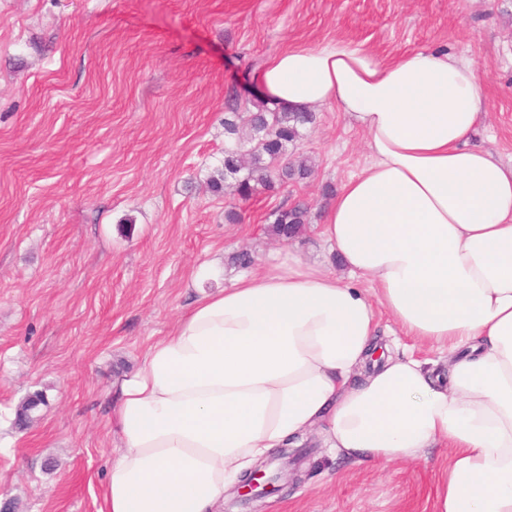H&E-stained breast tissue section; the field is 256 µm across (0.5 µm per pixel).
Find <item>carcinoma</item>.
Listing matches in <instances>:
<instances>
[{
    "label": "carcinoma",
    "instance_id": "carcinoma-1",
    "mask_svg": "<svg viewBox=\"0 0 512 512\" xmlns=\"http://www.w3.org/2000/svg\"><path fill=\"white\" fill-rule=\"evenodd\" d=\"M239 120L237 112L224 115V134L228 145L224 148V171L220 176L224 180L238 178L237 191L241 199H249L257 185L273 190L278 185L308 175V158L288 156V145L299 138L303 126L313 122L312 113L271 110L262 101L258 104V111L250 115L253 135L248 140L239 136ZM272 216L269 232L278 238L294 239L305 224L306 210L300 206H281L272 212ZM44 404L43 394L37 392L28 396L17 409L18 424H31L33 413Z\"/></svg>",
    "mask_w": 512,
    "mask_h": 512
}]
</instances>
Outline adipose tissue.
Instances as JSON below:
<instances>
[{"mask_svg": "<svg viewBox=\"0 0 512 512\" xmlns=\"http://www.w3.org/2000/svg\"><path fill=\"white\" fill-rule=\"evenodd\" d=\"M257 82L271 106H333L364 133L370 162L321 228L376 296L294 258L197 298L112 394L100 512H220L310 434L357 463L451 448L437 512H512V164L470 144L478 63L339 41L284 50ZM379 306L443 363L380 354Z\"/></svg>", "mask_w": 512, "mask_h": 512, "instance_id": "obj_1", "label": "adipose tissue"}]
</instances>
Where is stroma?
Masks as SVG:
<instances>
[{
  "label": "stroma",
  "mask_w": 512,
  "mask_h": 512,
  "mask_svg": "<svg viewBox=\"0 0 512 512\" xmlns=\"http://www.w3.org/2000/svg\"><path fill=\"white\" fill-rule=\"evenodd\" d=\"M338 41L475 59L489 109L472 142L512 163V0H0V499L16 512H99L120 447L113 384L202 292L233 283L235 254L340 273L319 224L368 162L343 113L314 107L289 145L308 178L245 201L234 180L209 185L224 114L255 112L265 62ZM282 205L308 209L288 242L268 230ZM377 317L394 352L435 358ZM37 391L47 404L19 429ZM299 451V481L261 512H437L448 449L405 464H355L312 438Z\"/></svg>",
  "instance_id": "35a3bbf8"
}]
</instances>
